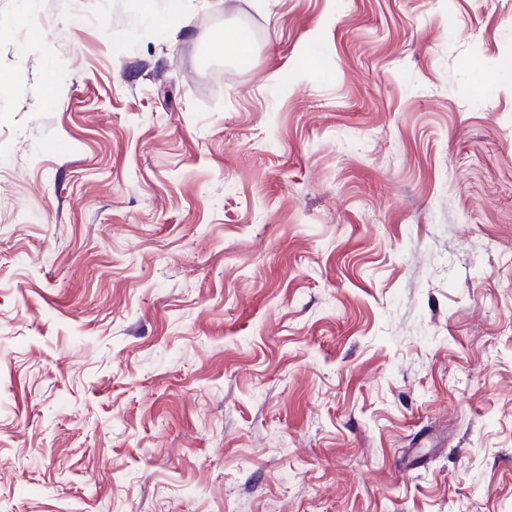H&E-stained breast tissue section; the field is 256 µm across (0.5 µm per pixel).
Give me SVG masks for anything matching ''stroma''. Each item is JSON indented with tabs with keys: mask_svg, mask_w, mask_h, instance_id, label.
Instances as JSON below:
<instances>
[{
	"mask_svg": "<svg viewBox=\"0 0 512 512\" xmlns=\"http://www.w3.org/2000/svg\"><path fill=\"white\" fill-rule=\"evenodd\" d=\"M0 512H512V0H0Z\"/></svg>",
	"mask_w": 512,
	"mask_h": 512,
	"instance_id": "1",
	"label": "stroma"
}]
</instances>
